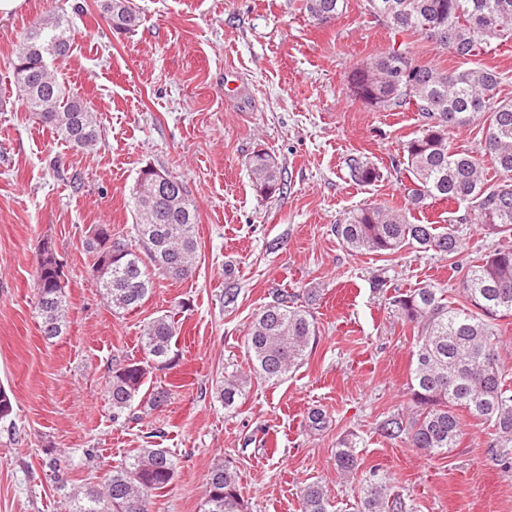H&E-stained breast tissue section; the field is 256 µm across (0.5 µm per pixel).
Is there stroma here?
<instances>
[{
    "instance_id": "35a3bbf8",
    "label": "stroma",
    "mask_w": 512,
    "mask_h": 512,
    "mask_svg": "<svg viewBox=\"0 0 512 512\" xmlns=\"http://www.w3.org/2000/svg\"><path fill=\"white\" fill-rule=\"evenodd\" d=\"M134 33L108 27L96 0H25L0 17V385L11 423H0V512H64L65 492L98 483L141 448L170 449L173 483L150 512H203L206 478L226 465L247 512H301L300 489L318 482L332 512H356L361 483L337 474L338 438L356 433L365 466H378L411 512H512V445L491 449L492 429L473 418L448 453L428 457L378 432L407 412L416 332L391 298L430 283L462 304L461 269L500 240L459 227L448 258L408 246L393 255L349 252L333 228L367 205L400 207L408 178L393 169L423 121L413 111L377 112L353 98L348 75L393 43L415 59L457 67L448 51L397 33L347 0L343 16L309 23L299 0H134ZM65 13L69 58L51 62L60 82L95 110L100 140L89 152L53 137L18 101L12 65L24 33ZM263 150L285 174L263 194L248 159ZM362 155L383 174L354 184L345 160ZM183 181L199 213L193 277H157L151 296L117 314L104 302L83 247L108 224L132 239V189L144 166ZM60 266L69 326L45 340L36 314L37 258ZM233 268L226 278L225 268ZM238 291L225 306V288ZM313 316L316 342L280 382L260 379L246 350L250 324L280 291ZM178 313L177 365L143 386L170 391L165 406L135 402L136 418L113 420V359L143 358L140 337L156 317ZM246 380L236 407L212 394L222 373ZM328 427L304 426L310 408ZM63 461V481L42 460Z\"/></svg>"
}]
</instances>
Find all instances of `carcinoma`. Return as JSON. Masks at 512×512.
Returning a JSON list of instances; mask_svg holds the SVG:
<instances>
[{
    "instance_id": "obj_1",
    "label": "carcinoma",
    "mask_w": 512,
    "mask_h": 512,
    "mask_svg": "<svg viewBox=\"0 0 512 512\" xmlns=\"http://www.w3.org/2000/svg\"><path fill=\"white\" fill-rule=\"evenodd\" d=\"M368 11L387 26L419 35L469 60L479 50L512 38V0H367ZM99 9L115 31L136 30L141 14L132 0H99ZM344 0H300L309 22L325 25L343 14ZM73 39L64 16L41 19L23 36L12 69L18 100L52 134L76 151H90L99 142L97 118L83 97L53 78L48 59L64 60ZM500 73L493 67L443 69L418 62L407 48H389L348 76L353 97L380 112L413 109L425 120L422 130L402 147L398 165L408 174L404 207L370 205L345 224L334 226L342 244L358 252L391 255L406 246L443 256L457 255L461 239L455 225L414 224L409 215L437 201L467 203L480 224L504 237L512 236V101L500 100ZM482 125L480 147L455 149L448 132L471 124ZM500 175L485 177L484 157ZM253 181L268 195L284 188L282 170L266 152L248 160ZM349 176L360 185L380 180L373 163L353 157ZM133 229L144 249L139 254L112 236L108 224H97L84 241L92 256L91 271L99 291L114 312L133 310L153 293L154 276L186 279L197 270L198 214L183 182L175 177L158 198L133 189ZM36 311L47 340L62 336L69 324L65 285L56 259L44 254L35 281ZM465 304L456 306L444 291L431 284L396 291L393 305L417 329V343L409 372L411 413L386 417L381 434L404 439L424 456L456 447L464 434L461 413L484 420L494 428L490 447L512 443V374L498 350L497 322L512 318V245L503 242L470 265L462 278ZM178 322L172 315L153 320L141 336L145 358L116 359L107 393L116 421L132 408L152 367L175 363L172 342ZM316 328L310 314L295 306L288 292L277 294L256 315L246 338L253 371L268 382L280 381L299 365L312 347ZM245 380L223 376L215 382V397L224 407L235 406ZM305 425L322 431L328 417L318 408L308 411ZM337 472L350 476L363 465L360 440L348 434L336 442ZM177 463L166 448H141L125 465L112 470L104 483L69 494V512H150L158 490L175 479ZM359 512H406V503L372 467L361 481ZM205 512H247L237 475L217 465L208 475ZM301 512H330V496L319 483L300 491Z\"/></svg>"
}]
</instances>
